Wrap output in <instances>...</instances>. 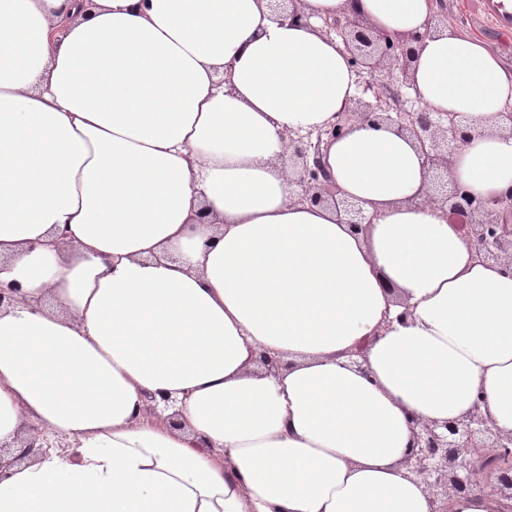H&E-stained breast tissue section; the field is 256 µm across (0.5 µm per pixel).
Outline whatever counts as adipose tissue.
<instances>
[{"instance_id":"ef3b65f1","label":"adipose tissue","mask_w":512,"mask_h":512,"mask_svg":"<svg viewBox=\"0 0 512 512\" xmlns=\"http://www.w3.org/2000/svg\"><path fill=\"white\" fill-rule=\"evenodd\" d=\"M0 0V512H430L403 460L409 417L476 400L512 430V271L482 264L439 204L413 139L352 117L325 162L366 232L298 203L275 163L359 93L324 19L419 35L435 112L512 107L485 41L427 26L429 0ZM230 71L231 85L217 74ZM448 173L493 201L512 135ZM364 348L363 368L350 361ZM266 350L287 360L268 375ZM183 425L149 416L147 394ZM39 441V435H30V437L24 439V441H21L18 454H13L11 452L2 453V446H0V473L2 472V469L6 468L7 466L20 464L24 460H32V458L39 453L40 449L43 448ZM5 456H10L11 458L5 459Z\"/></svg>"}]
</instances>
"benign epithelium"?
Returning a JSON list of instances; mask_svg holds the SVG:
<instances>
[{
  "instance_id": "1",
  "label": "benign epithelium",
  "mask_w": 512,
  "mask_h": 512,
  "mask_svg": "<svg viewBox=\"0 0 512 512\" xmlns=\"http://www.w3.org/2000/svg\"><path fill=\"white\" fill-rule=\"evenodd\" d=\"M299 0H269L270 8L292 20H300ZM322 31L339 38L350 59L360 66V94L347 112H340L325 129L288 134L289 151L276 164L295 175L297 200L327 205L345 216L356 230L372 223L359 205L336 197L324 162L328 142L340 137L353 116L388 123L414 138L427 169L428 183L411 199L416 206L428 202L444 205L446 215L462 231L483 264L512 267V193L486 201L464 193L448 176L453 145L472 133L498 129L512 135V112L494 118H473L447 112H431L419 106L412 88L411 69L415 38H396L372 27L353 14L324 20ZM411 451L403 461L427 489L432 512H452L454 498L480 493L498 503L496 512H512V431L499 429L476 401L463 416L452 421L421 423L411 420ZM42 445L34 434L21 442L19 453L0 452V470L32 460Z\"/></svg>"
}]
</instances>
